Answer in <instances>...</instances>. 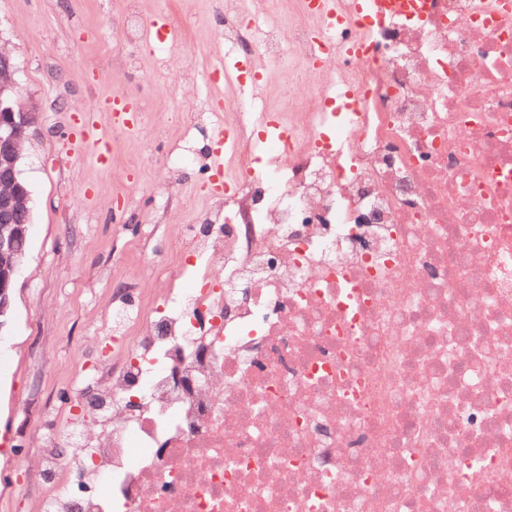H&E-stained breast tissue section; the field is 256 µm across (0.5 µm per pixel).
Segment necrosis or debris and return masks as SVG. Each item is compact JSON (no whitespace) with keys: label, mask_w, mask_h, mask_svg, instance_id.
Masks as SVG:
<instances>
[{"label":"necrosis or debris","mask_w":512,"mask_h":512,"mask_svg":"<svg viewBox=\"0 0 512 512\" xmlns=\"http://www.w3.org/2000/svg\"><path fill=\"white\" fill-rule=\"evenodd\" d=\"M316 43L223 0L225 47L293 65L284 146L184 229L197 287L112 303L111 360L24 474L39 512H512V0H430ZM138 406H130V397Z\"/></svg>","instance_id":"4bbe7bcc"}]
</instances>
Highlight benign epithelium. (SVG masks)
<instances>
[{"label": "benign epithelium", "instance_id": "7a95c632", "mask_svg": "<svg viewBox=\"0 0 512 512\" xmlns=\"http://www.w3.org/2000/svg\"><path fill=\"white\" fill-rule=\"evenodd\" d=\"M13 56L0 44V333L12 311L17 279L26 253L15 248L27 238L33 208L32 192L21 172L22 148L38 112L21 99Z\"/></svg>", "mask_w": 512, "mask_h": 512}]
</instances>
